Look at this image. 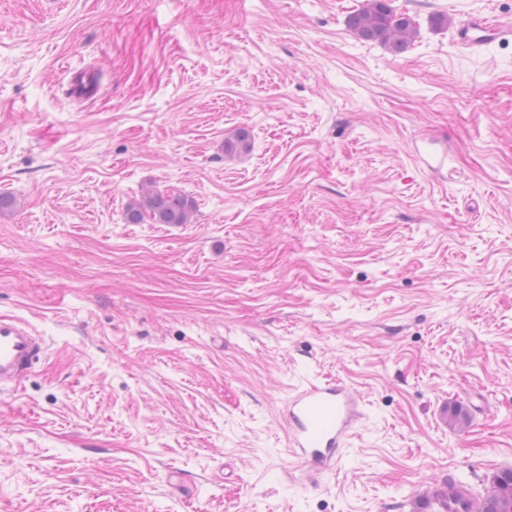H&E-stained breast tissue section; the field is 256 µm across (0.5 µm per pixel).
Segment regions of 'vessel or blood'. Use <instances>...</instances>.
I'll list each match as a JSON object with an SVG mask.
<instances>
[{"instance_id": "obj_1", "label": "vessel or blood", "mask_w": 512, "mask_h": 512, "mask_svg": "<svg viewBox=\"0 0 512 512\" xmlns=\"http://www.w3.org/2000/svg\"><path fill=\"white\" fill-rule=\"evenodd\" d=\"M512 37V23L493 15L461 22L457 42L467 49ZM46 352V341L25 320L0 315V386L21 389L28 370ZM362 401L349 386L336 381L312 384L289 396L284 419L289 452L308 475L331 469L340 459L357 424Z\"/></svg>"}]
</instances>
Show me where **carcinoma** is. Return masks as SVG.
Instances as JSON below:
<instances>
[{
  "label": "carcinoma",
  "instance_id": "obj_1",
  "mask_svg": "<svg viewBox=\"0 0 512 512\" xmlns=\"http://www.w3.org/2000/svg\"><path fill=\"white\" fill-rule=\"evenodd\" d=\"M352 35L365 42L386 46L392 53L404 52L418 30L415 20L392 9L390 0H365L347 19ZM251 149V135L241 129L224 140V155L233 158ZM194 206L189 199L145 189L125 209L128 224H191ZM480 512H512V470L493 476L487 492L480 497Z\"/></svg>",
  "mask_w": 512,
  "mask_h": 512
}]
</instances>
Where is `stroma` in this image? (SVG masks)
<instances>
[{
    "label": "stroma",
    "mask_w": 512,
    "mask_h": 512,
    "mask_svg": "<svg viewBox=\"0 0 512 512\" xmlns=\"http://www.w3.org/2000/svg\"><path fill=\"white\" fill-rule=\"evenodd\" d=\"M361 3L0 0V315L47 340L0 512H434L512 469V39L454 37L512 0H392L399 55ZM145 185L193 223H126ZM329 379L365 416L310 487L282 411ZM364 1L347 19L352 35L360 41L383 44L394 54L404 52L417 36L415 20L392 9L390 0Z\"/></svg>",
    "instance_id": "1"
}]
</instances>
